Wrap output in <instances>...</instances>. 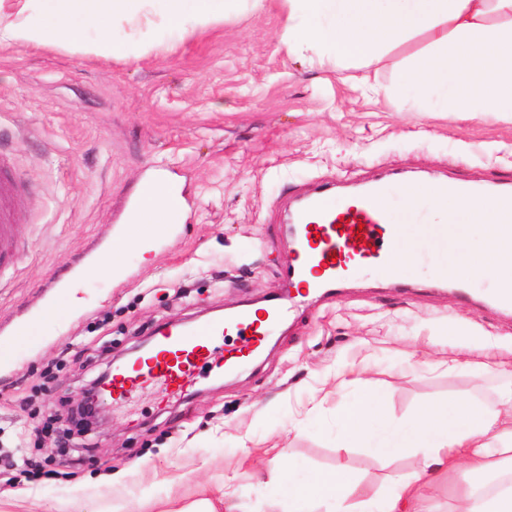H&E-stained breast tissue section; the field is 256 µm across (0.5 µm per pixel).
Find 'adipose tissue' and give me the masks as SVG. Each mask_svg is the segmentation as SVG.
Wrapping results in <instances>:
<instances>
[{
	"mask_svg": "<svg viewBox=\"0 0 512 512\" xmlns=\"http://www.w3.org/2000/svg\"><path fill=\"white\" fill-rule=\"evenodd\" d=\"M244 0H0V44L44 46L87 33L109 55L123 52L111 36L115 24L161 26L190 37L218 15L235 12ZM280 41L289 50H309L335 65L370 61L379 50L414 35L431 34L428 47L400 69L392 93L420 89L439 111L512 113V0H285ZM464 239L478 250L462 270L490 267L495 281L512 283V238H502L487 220L470 222ZM384 396L373 390L340 412L336 445H363L392 458L419 451L421 468L396 479L380 494H368L346 467L319 472L297 484L281 471L282 491L268 512H413L424 507L422 481L428 468H461L478 476L512 471V391L493 404L454 399L423 406L406 426L386 421Z\"/></svg>",
	"mask_w": 512,
	"mask_h": 512,
	"instance_id": "adipose-tissue-1",
	"label": "adipose tissue"
}]
</instances>
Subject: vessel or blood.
Returning <instances> with one entry per match:
<instances>
[{
    "label": "vessel or blood",
    "mask_w": 512,
    "mask_h": 512,
    "mask_svg": "<svg viewBox=\"0 0 512 512\" xmlns=\"http://www.w3.org/2000/svg\"><path fill=\"white\" fill-rule=\"evenodd\" d=\"M406 192L403 184H380L342 199L320 195L311 200L297 216L298 250L287 271L288 287L332 289L369 265L386 275L397 273L402 269L401 253L411 254L417 264L427 260L420 246L427 237L448 250L452 262L465 259L464 242L453 226L395 223L390 200ZM19 195L18 183L0 165V264L14 255ZM452 262L439 263V279L450 276ZM289 301V296L277 297L261 319L242 308L225 317L159 327L149 356L113 374L112 397L124 400L148 386L165 401L192 383L199 365L209 364L226 373L238 370L262 347L272 326L287 317ZM5 333V339H0V359L12 357L30 340L34 328L14 323Z\"/></svg>",
    "instance_id": "1"
}]
</instances>
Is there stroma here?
Segmentation results:
<instances>
[{"mask_svg":"<svg viewBox=\"0 0 512 512\" xmlns=\"http://www.w3.org/2000/svg\"><path fill=\"white\" fill-rule=\"evenodd\" d=\"M286 13L265 0L185 39L118 29L122 57L84 38L0 45V156L25 187L0 322L36 325L0 362V512H189L226 480L243 512H266L287 466L302 481L343 465L372 494L421 457L337 448L342 402L375 387L385 418L408 424L422 404L512 388V314L430 287L428 262L404 287L367 267L356 287L299 302L265 359L235 378L201 371L166 406L148 388L109 401L110 429L76 431L70 447L42 433L41 408L73 406L111 355L160 324L278 295L294 259L287 202L405 173L491 184L512 174L511 117L425 112L415 91H367L390 86L427 35L367 68H337L281 45ZM157 176L188 202L178 223L126 249L118 271L88 272ZM488 346L496 376L472 366ZM44 459L51 475L25 480Z\"/></svg>","mask_w":512,"mask_h":512,"instance_id":"35a3bbf8","label":"stroma"}]
</instances>
